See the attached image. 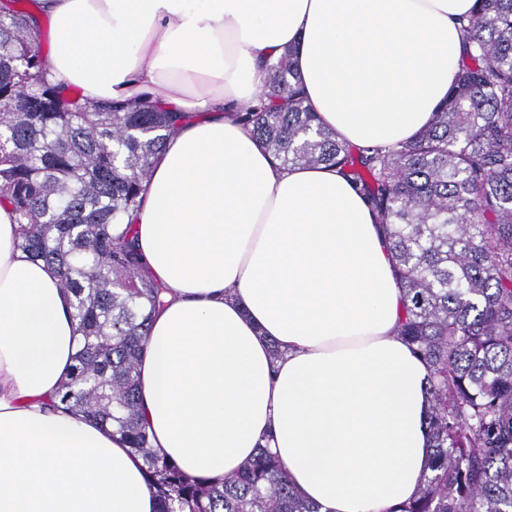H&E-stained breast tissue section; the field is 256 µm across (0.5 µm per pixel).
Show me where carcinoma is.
I'll use <instances>...</instances> for the list:
<instances>
[{
    "label": "carcinoma",
    "mask_w": 512,
    "mask_h": 512,
    "mask_svg": "<svg viewBox=\"0 0 512 512\" xmlns=\"http://www.w3.org/2000/svg\"><path fill=\"white\" fill-rule=\"evenodd\" d=\"M39 0H0V205L18 248L72 296L77 350L49 406L113 428L144 461L160 512H320L267 448L191 478L153 447L139 359L164 286L132 239L152 163L179 121L148 103L88 104L50 78ZM448 99L410 140L357 148L322 126L285 50L240 115L285 166L338 170L392 244L397 335L429 372L433 453L420 494L386 512H512V0H477Z\"/></svg>",
    "instance_id": "obj_1"
}]
</instances>
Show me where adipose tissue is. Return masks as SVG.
<instances>
[{
	"instance_id": "obj_1",
	"label": "adipose tissue",
	"mask_w": 512,
	"mask_h": 512,
	"mask_svg": "<svg viewBox=\"0 0 512 512\" xmlns=\"http://www.w3.org/2000/svg\"><path fill=\"white\" fill-rule=\"evenodd\" d=\"M475 0H42L50 78L86 101L183 116L134 217L165 288L139 364L140 410L190 475L263 446L321 512H388L422 488L428 371L396 334L388 241L336 169L284 166L250 134L264 61L295 51L340 140L426 126L458 72ZM0 206V512H158L113 429L50 411L76 351L71 296L16 247ZM280 357H272L270 342Z\"/></svg>"
}]
</instances>
